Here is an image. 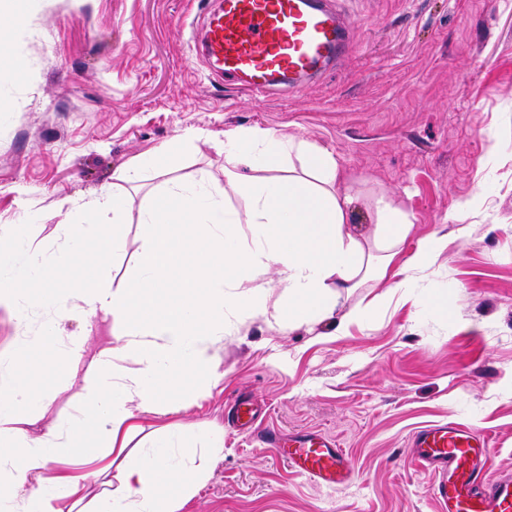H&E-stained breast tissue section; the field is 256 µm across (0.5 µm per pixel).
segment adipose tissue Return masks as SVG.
Returning a JSON list of instances; mask_svg holds the SVG:
<instances>
[{
	"label": "adipose tissue",
	"instance_id": "obj_1",
	"mask_svg": "<svg viewBox=\"0 0 512 512\" xmlns=\"http://www.w3.org/2000/svg\"><path fill=\"white\" fill-rule=\"evenodd\" d=\"M224 176L242 208L227 205L205 177L151 195L136 271L119 284L109 270L128 247L118 190L67 201L91 220L66 225L49 248L35 245L25 226L0 225V313L19 330L36 312L52 316L36 343L0 349V512H180L207 475L205 452L223 447L222 429L190 443L160 427L96 492L90 471L113 470V453L141 429L139 414L222 381L214 350L236 314L278 325L322 319L335 310L338 289L385 278L410 231L402 210L379 198L377 249L366 250L347 224L352 198L337 189L335 156L260 127L225 134ZM272 268L278 278L268 287L262 278ZM98 317L109 320L112 340L91 359L77 414L32 434L30 424L55 399L48 379L76 367L87 343L61 335L58 321ZM122 356L138 370L122 371ZM60 458L67 471L54 470Z\"/></svg>",
	"mask_w": 512,
	"mask_h": 512
}]
</instances>
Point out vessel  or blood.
I'll list each match as a JSON object with an SVG mask.
<instances>
[{
  "instance_id": "b4317fda",
  "label": "vessel or blood",
  "mask_w": 512,
  "mask_h": 512,
  "mask_svg": "<svg viewBox=\"0 0 512 512\" xmlns=\"http://www.w3.org/2000/svg\"><path fill=\"white\" fill-rule=\"evenodd\" d=\"M350 46L347 21L330 0H224L207 18L202 52L225 82L263 98L279 86L299 90L302 79L333 69ZM260 413L249 399L228 410L243 430ZM265 443L318 486L335 490L351 483L348 454L334 436L270 434ZM408 447L423 468L437 474L433 495L444 512H512V474L487 476V434L451 420L419 429Z\"/></svg>"
}]
</instances>
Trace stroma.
Listing matches in <instances>:
<instances>
[{"label": "stroma", "mask_w": 512, "mask_h": 512, "mask_svg": "<svg viewBox=\"0 0 512 512\" xmlns=\"http://www.w3.org/2000/svg\"><path fill=\"white\" fill-rule=\"evenodd\" d=\"M219 0H22V25L0 32V225H26L52 245L85 222L63 201L118 185L128 197L134 265L138 212L167 180L224 182L225 133L260 127L331 151L353 198L351 228L373 242L374 202L400 203L411 230L394 264L420 240L448 247L424 275L395 271L341 296L332 315L282 328L239 316L215 350L221 384L191 405L172 398L140 417L138 441L163 425L186 437L213 427L224 447L181 512H441L434 476L407 442L421 426L459 420L485 432L490 474L512 473V0H340L353 46L333 73L297 93L250 97L214 80L197 45ZM197 140L159 159L138 183L132 157L186 132ZM483 207L458 216V200ZM368 316L341 323L354 306ZM87 361L49 381L41 433L72 412ZM241 396L264 407L254 431H323L346 448L353 483L323 490L254 432L228 423Z\"/></svg>", "instance_id": "obj_1"}]
</instances>
